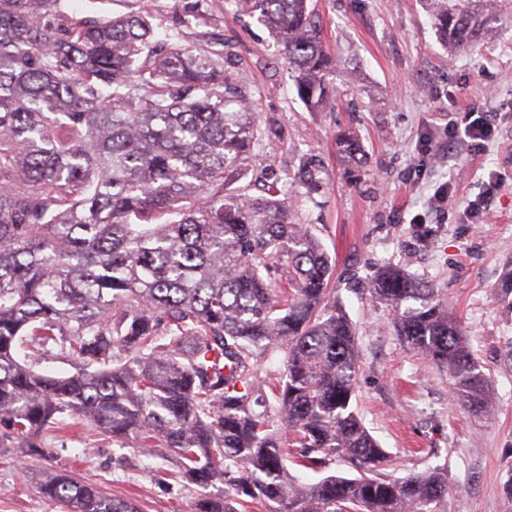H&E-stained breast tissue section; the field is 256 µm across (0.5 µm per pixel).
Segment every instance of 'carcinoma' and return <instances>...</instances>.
<instances>
[{"instance_id": "carcinoma-1", "label": "carcinoma", "mask_w": 512, "mask_h": 512, "mask_svg": "<svg viewBox=\"0 0 512 512\" xmlns=\"http://www.w3.org/2000/svg\"><path fill=\"white\" fill-rule=\"evenodd\" d=\"M265 26L312 112L336 100L332 59L308 0H232ZM454 50L497 17L479 0H430ZM146 10L103 20L68 0H0V458L42 451L69 418L133 439L174 479L231 493L195 512H438L448 471L404 478L375 469L386 451L353 408L355 326L328 288L332 262L289 217L287 183L252 196L237 182L263 144L247 87L224 47L141 55ZM344 157L362 163L351 132ZM300 159L294 180L319 189ZM405 346L448 368L474 416L494 400L437 290L388 263L370 281ZM73 371L35 367L49 348ZM281 356L260 376L262 360ZM355 477L300 483L287 462ZM42 494L65 512H138L64 471Z\"/></svg>"}]
</instances>
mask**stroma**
I'll use <instances>...</instances> for the list:
<instances>
[{
	"instance_id": "stroma-1",
	"label": "stroma",
	"mask_w": 512,
	"mask_h": 512,
	"mask_svg": "<svg viewBox=\"0 0 512 512\" xmlns=\"http://www.w3.org/2000/svg\"><path fill=\"white\" fill-rule=\"evenodd\" d=\"M188 0H148L158 34L227 42L231 70L254 93L260 121L281 139L255 151L250 177L292 173L316 154L323 187L307 195L289 186L291 217L308 225L333 260L331 287L358 332L360 371L354 407L388 459L377 472L404 477L430 467L448 471L439 512H512V297L495 285L512 268V20L476 52L448 50L427 0H311L334 58L336 102L311 112L263 26L231 0H204L202 20L187 21ZM495 113L485 149L453 140L451 121L468 107ZM355 130L365 151L352 171L336 148L338 131ZM506 181L487 202L485 221L470 223L467 201L481 197L490 175ZM449 184L436 208L432 197ZM394 263L429 281L460 321L495 400L477 417L452 400V379L407 349L392 312L366 283ZM45 455L0 458V512H61L39 485L72 472L139 512H194L203 488L155 477L156 459L134 442L118 446L93 429L45 432Z\"/></svg>"
}]
</instances>
